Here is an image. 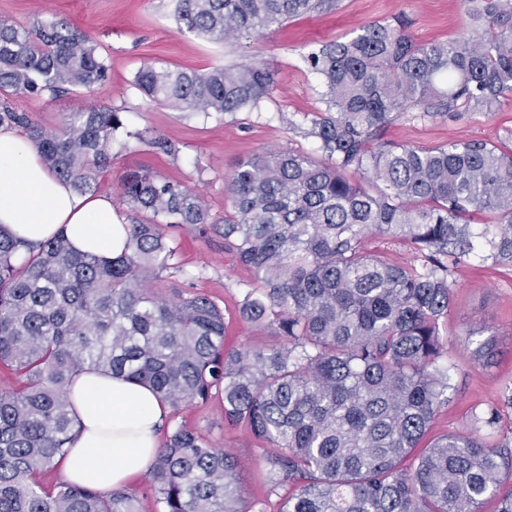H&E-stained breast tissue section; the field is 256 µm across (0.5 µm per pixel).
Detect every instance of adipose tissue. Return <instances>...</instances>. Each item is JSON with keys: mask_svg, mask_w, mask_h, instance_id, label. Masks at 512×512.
I'll use <instances>...</instances> for the list:
<instances>
[{"mask_svg": "<svg viewBox=\"0 0 512 512\" xmlns=\"http://www.w3.org/2000/svg\"><path fill=\"white\" fill-rule=\"evenodd\" d=\"M0 229L35 243L62 230L74 249L110 258L128 239L110 199L76 193L10 126H0ZM70 401L78 433L62 464L67 481L108 492L152 468L168 407L149 385L87 371L75 377Z\"/></svg>", "mask_w": 512, "mask_h": 512, "instance_id": "1", "label": "adipose tissue"}]
</instances>
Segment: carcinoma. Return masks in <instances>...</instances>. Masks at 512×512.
<instances>
[{
  "instance_id": "obj_1",
  "label": "carcinoma",
  "mask_w": 512,
  "mask_h": 512,
  "mask_svg": "<svg viewBox=\"0 0 512 512\" xmlns=\"http://www.w3.org/2000/svg\"><path fill=\"white\" fill-rule=\"evenodd\" d=\"M331 0H176L178 20L216 43L237 42ZM467 36L419 44L402 17L303 55L322 108L307 135L330 163L294 152L238 161L225 186L224 246L251 271L241 318L283 340L228 348L224 312L208 297L178 301L151 285L176 254L172 226L211 224L203 198L147 169L126 172L128 252L100 258L64 231L30 244L0 230V512H138L126 490L104 497L40 475L68 452L74 377L96 368L150 385L178 412L224 391V420L269 445L271 487L293 493L279 512H480L512 483V443L448 433L421 445L451 376L439 321L452 301L448 262L487 254L512 263V130L499 143L432 148L383 140L402 115L490 114L512 99V0H460ZM110 64L64 21L0 20V92L90 91ZM272 72L240 64L206 72L143 65L134 84L189 112H251ZM24 129L46 166L80 194L96 190L125 129L110 106L67 112L47 129L9 103L0 126ZM367 175V184L348 173ZM495 217L472 224L475 213ZM410 245L419 264L364 250L372 235ZM512 382L472 413L496 429ZM237 463L198 432L167 434L152 466L155 512H266L243 500Z\"/></svg>"
}]
</instances>
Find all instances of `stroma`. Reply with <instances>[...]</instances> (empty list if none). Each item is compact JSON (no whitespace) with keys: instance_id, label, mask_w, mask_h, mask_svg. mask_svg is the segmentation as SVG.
<instances>
[{"instance_id":"35a3bbf8","label":"stroma","mask_w":512,"mask_h":512,"mask_svg":"<svg viewBox=\"0 0 512 512\" xmlns=\"http://www.w3.org/2000/svg\"><path fill=\"white\" fill-rule=\"evenodd\" d=\"M175 0H0V19L30 26L63 20L92 35L107 56L111 75L92 92L67 94L51 100L30 96L16 99L18 110L42 126L60 125L65 112L109 105L122 112L129 129L143 131L140 140L117 134L112 143V167L100 179L97 195L111 197L126 213L117 184L122 174L149 169L200 194L212 223L171 227L167 234L177 247L161 274L171 299L205 295L224 310L227 347L263 348L275 345L270 330L240 319L237 303L250 276L225 249L218 227L230 203L225 184L235 162L262 153L291 151L319 158L315 139L307 134L305 113L320 107L318 78L302 60L309 49L351 35L359 26L406 16L410 32L420 43L447 41L465 35L458 0H337L329 8L308 12L272 27L263 36L229 45L214 43L186 30L174 12ZM159 68L207 71L218 66L251 63L268 66L274 89L258 110L204 114L184 112L168 103L151 101L133 85L143 64ZM512 130V101L499 112H465L453 119H415L404 115L388 126L386 140L429 148L451 139L499 141ZM174 143L166 154L152 140ZM452 304L441 332L447 353L443 363L452 377L449 403L440 409L430 437L470 429L472 407L495 400L512 380V265L465 258L448 270ZM489 327L496 334L497 353L491 361L472 354L473 332ZM186 425L216 447L231 453L245 500L263 499L268 512H278L289 488L271 489L259 444L244 426L224 419V393L213 391L204 403L184 406L165 427Z\"/></svg>"}]
</instances>
